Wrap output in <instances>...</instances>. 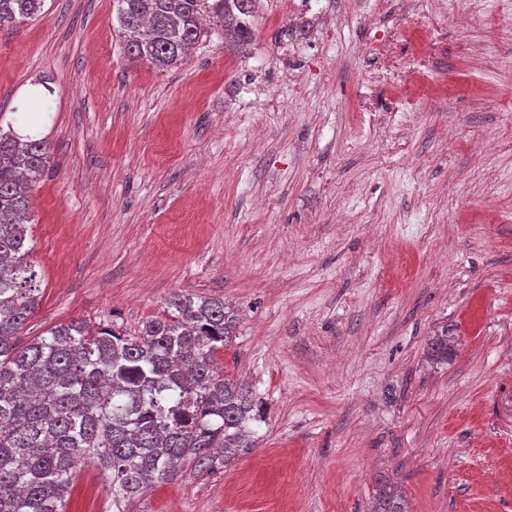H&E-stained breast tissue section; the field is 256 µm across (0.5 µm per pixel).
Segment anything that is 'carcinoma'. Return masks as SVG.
<instances>
[{"label": "carcinoma", "instance_id": "carcinoma-1", "mask_svg": "<svg viewBox=\"0 0 512 512\" xmlns=\"http://www.w3.org/2000/svg\"><path fill=\"white\" fill-rule=\"evenodd\" d=\"M44 2L0 0V30L39 18ZM116 2L125 52L160 70L184 58L205 21L228 45L253 35L256 0ZM49 158L45 140L0 125V512H65L87 464L122 499L187 463L211 473L254 447L263 421L249 388L215 368L235 324L218 299L176 294L135 334L72 321L20 344L40 302L29 192ZM372 512H406L384 476Z\"/></svg>", "mask_w": 512, "mask_h": 512}]
</instances>
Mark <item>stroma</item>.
I'll use <instances>...</instances> for the list:
<instances>
[{
	"label": "stroma",
	"mask_w": 512,
	"mask_h": 512,
	"mask_svg": "<svg viewBox=\"0 0 512 512\" xmlns=\"http://www.w3.org/2000/svg\"><path fill=\"white\" fill-rule=\"evenodd\" d=\"M257 0L170 69L126 56L113 0H45L0 32V123L31 130L41 301L21 341L134 332L173 293L223 300L224 374L254 448L116 502L95 466L66 512H512V0ZM402 43L418 92L372 47ZM447 336L448 359L427 353ZM378 492L372 505V512H407L403 497L394 489L389 479L380 476Z\"/></svg>",
	"instance_id": "35a3bbf8"
}]
</instances>
